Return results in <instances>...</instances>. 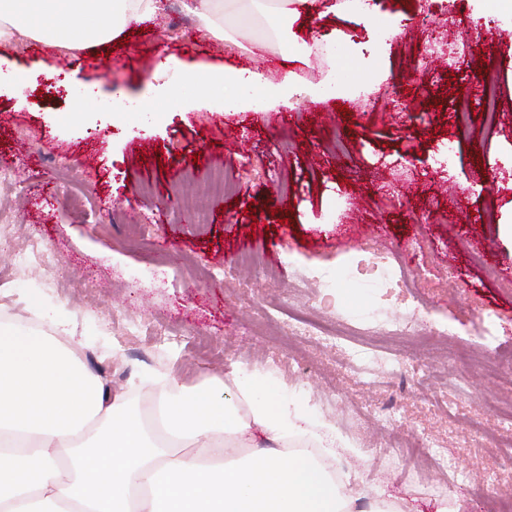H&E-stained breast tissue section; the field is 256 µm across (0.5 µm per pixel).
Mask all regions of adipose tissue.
Masks as SVG:
<instances>
[{"mask_svg": "<svg viewBox=\"0 0 512 512\" xmlns=\"http://www.w3.org/2000/svg\"><path fill=\"white\" fill-rule=\"evenodd\" d=\"M205 31L225 18L263 22L253 47L300 39L316 0H183ZM160 0H0V40H32L67 51L111 44L131 23L149 20ZM185 84L217 92L224 111L251 106L260 76L185 68ZM154 427L125 394L58 337L0 322V512H350L322 457L347 440L305 405L288 402L257 371L231 384L186 388L154 380ZM317 443L321 457L287 451Z\"/></svg>", "mask_w": 512, "mask_h": 512, "instance_id": "obj_1", "label": "adipose tissue"}]
</instances>
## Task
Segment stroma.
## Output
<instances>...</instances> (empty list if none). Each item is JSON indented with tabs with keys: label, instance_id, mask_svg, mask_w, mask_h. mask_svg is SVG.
<instances>
[{
	"label": "stroma",
	"instance_id": "obj_1",
	"mask_svg": "<svg viewBox=\"0 0 512 512\" xmlns=\"http://www.w3.org/2000/svg\"><path fill=\"white\" fill-rule=\"evenodd\" d=\"M376 5L407 17L401 35L386 37L353 14L320 20L326 39L351 35L364 58L397 78L399 100L378 82L384 101L374 111L357 98L317 95L330 77L364 78L344 54L332 67L312 56L285 69L280 43L251 54L253 27L228 23L225 37H214L181 0H163L153 20L131 25L111 50L92 46L74 61L39 43L0 42V71L28 74L20 89L0 87V167L15 174L0 183L9 218L0 224V289L10 291L0 310L49 334L67 321L82 359L128 389L135 405L154 375L193 387L235 366L260 371L354 446L336 457V476L358 471L373 496L406 500L410 512H436L453 497L460 512H494L486 477L512 487V426L484 406L512 399L504 380L512 375V242L497 230L512 224V23H497L459 69L436 59L411 71L404 51L423 38L418 15L460 32L472 21L470 0L450 11L441 0ZM167 56L247 68L268 82L289 73L298 92L273 108L214 112L207 93L183 87L174 69L169 94L154 95V65ZM491 66L501 71L493 127L471 79ZM460 94L471 104L463 133L452 105ZM451 139L457 154L439 166ZM217 168L235 176L236 188L214 196L200 224L179 197L205 187ZM71 186L88 209L68 207ZM436 210L446 221L422 222ZM33 241L54 264L26 255ZM252 252L264 259L257 278L237 262ZM374 252L421 269L412 294L447 335L425 345L423 326L414 336L375 332L382 321L406 323L409 310L343 275L351 256ZM309 270L330 282L341 315L369 319L348 339L361 353L359 372L345 368L341 352L266 320L274 303L317 314L323 291L304 287ZM32 297L36 315L26 309ZM487 311L502 315L490 336L478 323ZM489 345L502 354L498 382L478 365ZM381 352L398 361L399 374L374 362ZM385 406L395 421L379 416ZM428 441L453 461L459 481L414 465L409 448Z\"/></svg>",
	"mask_w": 512,
	"mask_h": 512
}]
</instances>
